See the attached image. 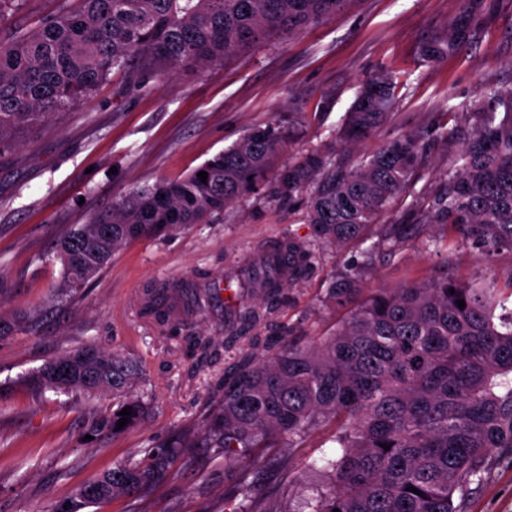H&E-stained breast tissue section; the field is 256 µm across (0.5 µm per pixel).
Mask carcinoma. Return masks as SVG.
<instances>
[{
  "label": "carcinoma",
  "instance_id": "obj_1",
  "mask_svg": "<svg viewBox=\"0 0 512 512\" xmlns=\"http://www.w3.org/2000/svg\"><path fill=\"white\" fill-rule=\"evenodd\" d=\"M64 2L67 6L35 26L0 35V152L14 147L23 131L90 98L115 68L132 69L144 61L171 70L206 66L328 21L349 0ZM463 2L448 34L423 44L426 62H441L475 34L482 0ZM396 88L387 73L360 87L342 132L347 144H358L388 122L398 105ZM465 119L472 131L448 158L446 187L427 211L426 222L441 228L431 243L446 253L467 245L486 258L512 253V87L488 88L481 105L465 108ZM281 142L276 123L257 126L183 179L116 199L111 210L60 241L56 298L80 291L122 245L203 224L259 189ZM422 153L421 137L409 132L350 167L319 149L288 164L270 193L290 206L298 194L308 193L304 220L311 236L290 233L276 242L291 257L293 271L285 283L268 282L264 299L270 302L308 279L319 266L320 249L362 236L410 185ZM201 171L208 173L205 183ZM410 229L387 225L384 245L397 249ZM362 291L356 270L333 275L328 299L353 308L331 334L276 336L265 357L244 356L224 371L220 399L201 430L202 447L227 463L252 466L253 449L291 453L312 430L332 423L336 448L324 459L322 481L304 508H260L252 484L241 478L229 512H469L492 458L512 459V271L502 286L461 282L448 276L445 262L421 283L383 288L363 300ZM159 292L146 289L143 310L165 324L171 315L156 298ZM260 317L256 306L244 303L231 331ZM185 341L200 360L219 347L211 336L190 333ZM60 365L70 369L62 381L54 377ZM142 376L138 361L88 343L49 359L25 384L36 392L112 394L117 408L99 428L116 432L123 408H131L129 426L146 411L132 398ZM190 447L175 441L149 449L140 461L116 463L103 491L89 495L81 487L62 512L152 489Z\"/></svg>",
  "mask_w": 512,
  "mask_h": 512
}]
</instances>
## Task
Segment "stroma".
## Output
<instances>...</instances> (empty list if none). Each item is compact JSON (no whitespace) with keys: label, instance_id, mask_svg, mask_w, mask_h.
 Segmentation results:
<instances>
[{"label":"stroma","instance_id":"35a3bbf8","mask_svg":"<svg viewBox=\"0 0 512 512\" xmlns=\"http://www.w3.org/2000/svg\"><path fill=\"white\" fill-rule=\"evenodd\" d=\"M459 10L460 0H350L325 23L220 63L167 75L147 65L132 74L116 69L90 99L54 114L0 154V314H36L0 335V512H58L77 487L116 462L142 459L145 449L178 435L200 439L225 366L246 354L264 355L266 337L325 336L335 329L344 311L326 299L334 273L356 268L373 291L425 280L443 262L464 280L499 279L512 270L506 252L487 262L468 247L447 256L425 247L424 236L438 233L432 225L396 251L379 247L386 225L406 223L407 213L426 209L443 186L448 155L459 147L443 134L463 124V106L478 102L485 88L512 85V0H483L473 42L440 63L422 59L420 46L445 34ZM379 71L394 76L398 107L388 124L346 146L344 116L362 82ZM273 119L283 131L276 171L315 147L351 166L407 132L423 133L424 162L410 193L360 238L324 250L315 274L286 290L249 340L211 364H197L168 327L142 314L144 289L204 275L221 279L286 233L309 235L302 205L274 201L264 191L239 198L209 223L127 243L80 293L55 301L61 265L54 254L63 236L131 189L183 178ZM88 342L144 368L135 391L149 410L116 433L97 427L112 411L111 394L39 393L23 384L47 360ZM332 432L316 429L294 456L284 448L256 449V500L272 506L290 464L298 476L293 501L310 495L320 480L310 465L329 451ZM178 468L143 495L79 512H224L238 469L205 448L193 449ZM471 512H512V460L493 464Z\"/></svg>","mask_w":512,"mask_h":512}]
</instances>
